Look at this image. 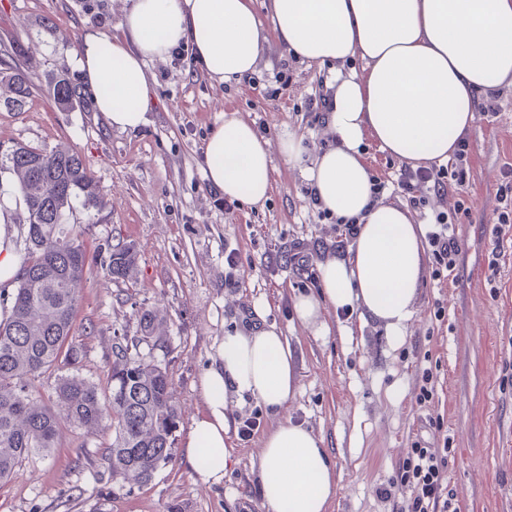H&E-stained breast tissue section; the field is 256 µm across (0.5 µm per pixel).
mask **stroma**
<instances>
[{
	"instance_id": "obj_1",
	"label": "stroma",
	"mask_w": 512,
	"mask_h": 512,
	"mask_svg": "<svg viewBox=\"0 0 512 512\" xmlns=\"http://www.w3.org/2000/svg\"><path fill=\"white\" fill-rule=\"evenodd\" d=\"M128 0H0V51L26 71L33 94L24 110L0 105V153L17 145L74 147L85 155L92 205L72 220L88 257L74 322L79 373L105 386L115 342L136 341L142 312L161 316L159 345L138 344L165 367L178 422L169 462L145 484L108 472L110 429L64 427L51 454L0 485V512H265L257 462L264 434L292 421L322 434L339 475L330 512H392L377 494L396 481L413 444L447 447V491L458 512H512V236L489 265L502 170L512 164V85L484 100L467 137L472 216L457 231V268L435 278L425 268L403 344L392 346L377 322L326 308V331L304 325L293 303L318 290L315 264L346 253L344 225L319 213L299 169L277 144L301 139L308 154L331 135L314 122L311 98L324 93L329 67L292 60L269 41L251 80L219 84L190 56L153 62L156 103L136 132L108 127L93 106L68 111L47 93L52 75L79 83L76 43L88 30L120 36ZM288 70L287 87L275 78ZM239 113L272 145L273 188L255 208L217 206L202 150L225 112ZM138 250L131 276L102 272L106 246ZM239 258L237 271L226 251ZM442 317H435L436 308ZM273 324L297 355L298 391L281 413L251 398L233 401L232 460L219 485L197 483L183 458L202 408L197 382L224 334ZM430 372L434 398L421 403L415 383Z\"/></svg>"
}]
</instances>
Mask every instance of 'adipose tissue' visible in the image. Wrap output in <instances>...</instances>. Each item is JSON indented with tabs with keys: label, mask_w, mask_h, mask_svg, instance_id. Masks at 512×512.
Returning a JSON list of instances; mask_svg holds the SVG:
<instances>
[{
	"label": "adipose tissue",
	"mask_w": 512,
	"mask_h": 512,
	"mask_svg": "<svg viewBox=\"0 0 512 512\" xmlns=\"http://www.w3.org/2000/svg\"><path fill=\"white\" fill-rule=\"evenodd\" d=\"M264 30L252 0H131L120 37L96 31L79 41L78 63L108 126L136 131L155 103L148 65L189 50L194 65L219 83L251 76L268 38L301 61L361 71L337 72L325 126L332 147L308 157L295 136L280 140L287 162L314 187L321 209L358 226L346 255L318 263L319 292L294 301L298 319L320 324L323 305L356 308L400 343L424 273V230L404 207L374 200L361 146L412 165L448 160L470 133L490 89L512 85V0H271ZM205 177L232 200L253 206L272 190L266 140L237 113L224 115L203 152ZM0 176V288L11 289L22 264L10 194ZM203 408L193 418L184 458L203 485L221 484L231 457L228 400L249 396L283 409L298 390L295 354L275 326L221 337L198 382ZM322 435L283 422L262 439L259 492L266 512H329L336 467Z\"/></svg>",
	"instance_id": "adipose-tissue-1"
}]
</instances>
